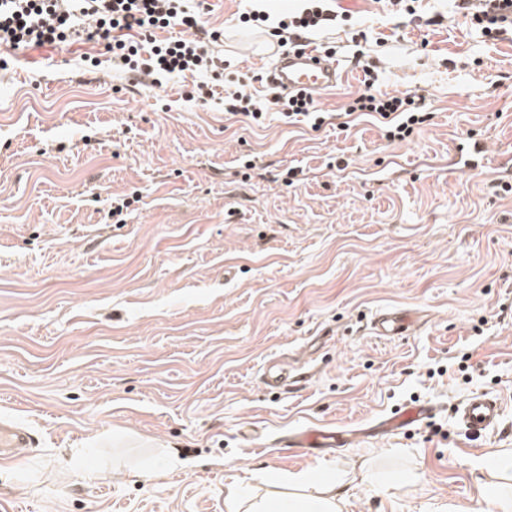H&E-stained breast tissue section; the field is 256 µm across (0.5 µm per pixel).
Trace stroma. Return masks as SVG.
<instances>
[{
    "label": "stroma",
    "instance_id": "obj_1",
    "mask_svg": "<svg viewBox=\"0 0 512 512\" xmlns=\"http://www.w3.org/2000/svg\"><path fill=\"white\" fill-rule=\"evenodd\" d=\"M335 4L347 18L318 40L344 81L318 95L317 131L188 100L196 75L84 71L78 44L0 52V422L32 437L0 458V512H247L316 473L348 483L344 512H483L512 479V194L457 156L512 152V34L485 42L454 0ZM204 8L268 98L250 0ZM369 73L431 119L402 142L342 128ZM385 308L412 330L374 336ZM271 358L297 387H266ZM474 393L502 415L467 436L455 409ZM424 402L437 415L408 432L316 457L275 445Z\"/></svg>",
    "mask_w": 512,
    "mask_h": 512
}]
</instances>
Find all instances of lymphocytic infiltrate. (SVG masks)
Wrapping results in <instances>:
<instances>
[{
	"label": "lymphocytic infiltrate",
	"instance_id": "1",
	"mask_svg": "<svg viewBox=\"0 0 512 512\" xmlns=\"http://www.w3.org/2000/svg\"><path fill=\"white\" fill-rule=\"evenodd\" d=\"M460 7L486 40L497 41L512 32V0H461ZM334 20L326 0H303L300 14L279 22L270 35L283 47L291 39H309ZM176 25L179 37L157 39V31ZM220 37V31H206L189 0H0V46L16 50L92 43L101 47L113 68L154 86L185 72L218 73L224 59L213 44ZM223 101L225 112L253 123L271 105L289 121H305L314 130L328 118L306 95L276 97L267 105L241 86L225 93ZM363 115L374 117L390 141L406 140L430 119L415 95L407 92L398 96L364 91L344 112L350 120Z\"/></svg>",
	"mask_w": 512,
	"mask_h": 512
}]
</instances>
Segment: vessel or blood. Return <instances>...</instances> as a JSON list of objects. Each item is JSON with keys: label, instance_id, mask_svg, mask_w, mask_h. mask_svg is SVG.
I'll return each instance as SVG.
<instances>
[{"label": "vessel or blood", "instance_id": "obj_1", "mask_svg": "<svg viewBox=\"0 0 512 512\" xmlns=\"http://www.w3.org/2000/svg\"><path fill=\"white\" fill-rule=\"evenodd\" d=\"M342 72L335 61L316 52L313 47L294 51L273 50L267 70L266 83L275 94L286 95L304 92L310 95L327 93L336 89ZM414 323L409 311L384 309L370 322L372 334L382 337L406 334ZM437 413L436 406L424 403L404 407L377 420L369 427L347 430L341 427H306L283 435L288 446L317 453L331 448H345L364 436L396 434L428 423ZM459 424L472 435H480L497 425L502 407L499 400L485 393L468 397L457 409ZM30 436L24 429L0 424V456H15L18 449L28 447Z\"/></svg>", "mask_w": 512, "mask_h": 512}]
</instances>
